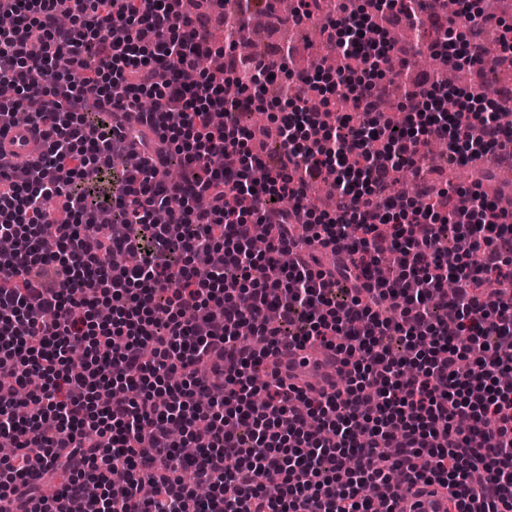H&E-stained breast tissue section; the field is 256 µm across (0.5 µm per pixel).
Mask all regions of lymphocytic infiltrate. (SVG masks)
Instances as JSON below:
<instances>
[{"instance_id": "lymphocytic-infiltrate-1", "label": "lymphocytic infiltrate", "mask_w": 512, "mask_h": 512, "mask_svg": "<svg viewBox=\"0 0 512 512\" xmlns=\"http://www.w3.org/2000/svg\"><path fill=\"white\" fill-rule=\"evenodd\" d=\"M411 2L326 17L323 37L346 60L328 94L346 96L355 71L367 79L352 111L328 114L303 146L294 131L318 78L296 84L288 52L265 63L213 44L180 0H0V85L12 90L0 128L22 121L41 136L34 161H0V241L11 244L0 252V434L15 446L0 502L373 512L399 472L409 488L451 489L455 512H512V257L495 245L512 220L478 190L414 223L381 211L390 170L434 139L471 161L512 149L494 117L507 100L436 111L401 133L382 125L375 67L392 48L365 31ZM205 58L219 73L199 69ZM278 74L289 110L271 161L255 131L212 117L258 110ZM325 173L344 203L334 214L308 204ZM103 174L98 200L89 187ZM260 224L274 233L257 253ZM342 239L322 268L312 243ZM453 239L467 249L450 267ZM244 323L262 348L239 342ZM306 344L343 354L334 394L282 377L280 350ZM175 425L194 455L179 451ZM35 455L60 490L29 485ZM116 468L126 482H113Z\"/></svg>"}]
</instances>
